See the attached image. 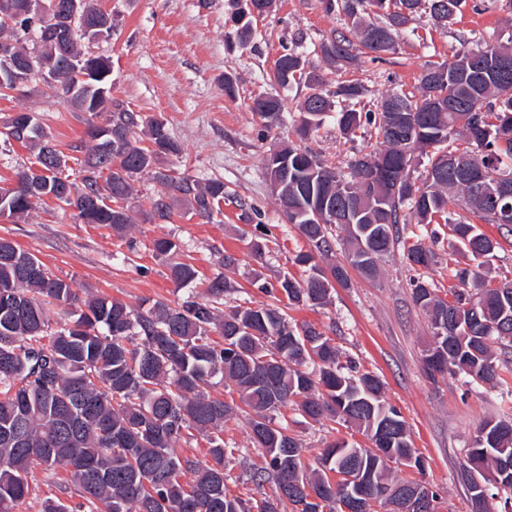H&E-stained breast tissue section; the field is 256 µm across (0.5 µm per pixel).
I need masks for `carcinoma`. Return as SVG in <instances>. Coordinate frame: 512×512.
<instances>
[{"label": "carcinoma", "instance_id": "obj_1", "mask_svg": "<svg viewBox=\"0 0 512 512\" xmlns=\"http://www.w3.org/2000/svg\"><path fill=\"white\" fill-rule=\"evenodd\" d=\"M29 2L0 0V40L13 43L10 57H0V75L7 74L0 95L8 96L17 80H41L38 60L54 58L57 74L45 86L72 111L102 116L104 124L88 123L92 145L77 159L78 176L71 180L47 163L49 155L62 151L38 113L21 110L10 117L5 141L29 150L44 174L18 171L15 187L0 189V215L26 222L37 203L56 198L74 219L125 236L135 227L127 205L134 198V178L148 174L164 188L151 200L148 218L167 221L180 204L211 221L228 198L224 181L177 177L160 167L161 156L182 152L166 121L145 118L112 97L110 59L92 52L78 32L38 23ZM462 2L321 0L325 12L344 17V26L320 43V57L343 68L363 49L379 60L397 52L415 15L423 11L433 26L446 28ZM81 5L90 23L112 16L97 0ZM231 21L237 43L247 45L255 33L254 16L243 0H234ZM499 58L512 59V40L430 62L418 93H389L373 111L360 108L364 89L359 83L323 90L317 67L298 45L288 46L273 81L284 90L300 83L308 89L299 106L298 141L263 151L262 163L287 223L316 252L333 253L335 230L345 233V259L330 272L307 253L298 256L311 264L305 281L278 279L274 290L289 306L331 303L333 283L347 282L348 264L376 275L379 263L394 254L407 215L424 227L442 222L474 265L451 269L453 284L444 293L422 274L413 281V304L427 316L431 331L422 356L424 375L433 382L448 375L487 383L509 395L512 387L501 372L512 373V278L475 297L476 284L484 281L482 269L500 243L456 212L463 206L483 224H512V213L504 214L490 200L494 181L512 178V71H495ZM396 102L413 109L411 135L403 140L390 130L402 119L393 111ZM249 108L267 129L282 122L284 105L276 96L261 94ZM327 118L345 136L371 127L377 135L379 147L355 155L346 175L305 145ZM455 135L468 144L462 152L451 147ZM423 155L422 190L414 173ZM478 161L489 169L485 185L455 178ZM373 166L385 177L366 187L362 177ZM435 237L434 230L416 236L403 250L405 263L422 270L436 265V253L425 243ZM153 251L171 260L177 284L200 281L193 265L176 261L177 242L159 238ZM231 288L225 277H216L208 281L203 299L192 294L174 306L156 301L146 309L93 294L82 299L36 255L0 238V512H13L26 497L36 466L67 471L81 498L72 506L48 497L40 512H279L284 502L293 512H343L346 490L336 475L351 467L390 491L383 499L365 492L362 512H368L371 500L390 506L389 512H411L418 481L400 477L390 463L404 466L420 455L379 378L354 360L341 363L333 339L311 323L289 321L277 306L220 309ZM62 304L71 308L70 320L52 331L50 306ZM217 384L239 395L251 441L266 460L251 481L257 486L274 481L271 498L253 501L227 493L226 463L237 449L224 444V422L237 415V408L208 392ZM288 405L306 421L336 418L364 434L371 446L338 440L310 464L288 422L277 419ZM500 425L499 420L481 424L466 449L462 478L472 512H489V500L497 496L503 509L512 508V431ZM187 436L207 441L208 464L180 452ZM187 472L196 477L184 483Z\"/></svg>", "mask_w": 512, "mask_h": 512}]
</instances>
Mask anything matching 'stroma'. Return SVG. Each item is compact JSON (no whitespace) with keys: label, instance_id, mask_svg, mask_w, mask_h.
Returning a JSON list of instances; mask_svg holds the SVG:
<instances>
[{"label":"stroma","instance_id":"35a3bbf8","mask_svg":"<svg viewBox=\"0 0 512 512\" xmlns=\"http://www.w3.org/2000/svg\"><path fill=\"white\" fill-rule=\"evenodd\" d=\"M99 4L111 11L116 24L110 40L92 47L112 62L113 97L145 116L163 118L184 148L181 157H163L161 166L201 181L222 179L231 193L257 209L258 216L252 223L242 221L237 207L227 202L218 221L207 222L179 209L171 221L147 220L143 211L148 199L161 187L141 175L134 183L136 199L131 205L136 227L126 237H117L102 225L77 221L50 202L38 205L25 223L0 218V238L34 253L53 274L71 280L79 295L92 293L133 307L146 301L174 304L187 296V288L173 281L167 259L153 250L155 239L172 238L180 245L181 261L194 265L201 278L227 276L233 288L224 297L225 306L276 304V297L258 290L254 279L271 284L285 275L305 279L309 268L298 263L297 256L310 246L287 223L275 200L261 164L258 136L263 124L249 104L261 93L283 94L285 123L269 133L268 141L295 139L297 106L306 88L280 91L271 81L275 63L284 45L296 39L307 53H314L341 27L339 15L326 13L320 0H276L272 11L255 22L252 41L231 49L228 0H99ZM510 17L506 0H464L448 28L432 27L424 18L413 21L401 35L396 53L385 61H371L362 53L355 65L344 70L320 64L323 87L332 91L339 82H358L364 88V104L375 108L388 92H416L426 63L451 58L463 45L480 49L507 41L512 37L506 24ZM228 75L236 80L233 99L224 94ZM24 109L38 112L64 154L85 144L90 114L69 111L42 84H33L24 97H0V123ZM308 145L327 163L340 167L368 148L366 140L343 136L330 121L313 133ZM259 223L268 231V248L263 259L255 261L247 253ZM226 252L241 259L231 273L221 262ZM414 276L397 252L380 263L375 278L350 272L347 286H336L327 306H300L288 314L297 323L314 324L343 353L380 377L387 401L401 411L424 460L425 480L441 497L439 512H471L459 473L465 450L484 420L512 416V396L482 383L450 377L432 382L424 377L421 358L430 331L426 316L412 304ZM286 417L310 462L334 440L369 444L366 436L330 420L308 425L292 410ZM224 442L240 451L229 464L228 493L256 499L272 496L273 484L258 487L249 480L250 470L264 466L265 457L253 447L244 416L225 423ZM74 494L65 472H40L16 512H39L45 498L67 502Z\"/></svg>","mask_w":512,"mask_h":512}]
</instances>
